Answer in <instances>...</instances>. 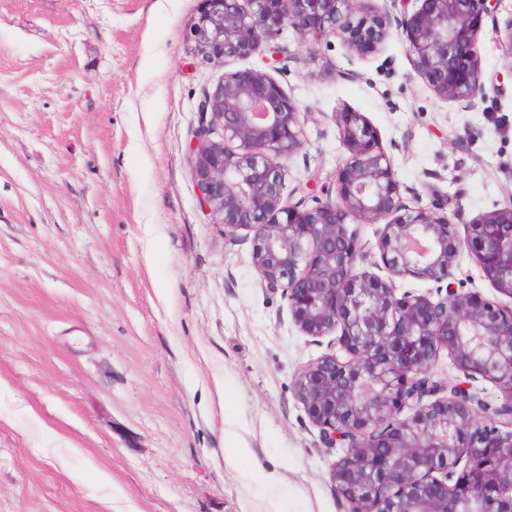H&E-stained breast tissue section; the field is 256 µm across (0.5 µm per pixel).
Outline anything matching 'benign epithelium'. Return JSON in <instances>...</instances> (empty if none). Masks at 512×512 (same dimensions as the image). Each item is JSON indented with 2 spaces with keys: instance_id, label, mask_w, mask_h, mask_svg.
<instances>
[{
  "instance_id": "benign-epithelium-1",
  "label": "benign epithelium",
  "mask_w": 512,
  "mask_h": 512,
  "mask_svg": "<svg viewBox=\"0 0 512 512\" xmlns=\"http://www.w3.org/2000/svg\"><path fill=\"white\" fill-rule=\"evenodd\" d=\"M357 2L201 0L187 54L199 65L273 54L290 29L305 42L338 35L368 55L393 28L436 96L477 109V41L492 0ZM333 120L347 157L325 198L298 186L294 202L285 171L304 147V115L269 73L225 74L190 146L198 200L225 234L252 233L262 287L287 300L303 335L329 339L294 390L324 447L341 449L331 478L348 512H512V202L466 221L430 186V203L410 206L366 117ZM378 223L363 239L360 225ZM463 256L510 302L461 286ZM407 278L437 287H398ZM443 352L453 382L432 375ZM480 378L500 389L499 405L474 388Z\"/></svg>"
}]
</instances>
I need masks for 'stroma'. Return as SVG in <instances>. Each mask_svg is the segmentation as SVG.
<instances>
[{
    "label": "stroma",
    "instance_id": "1",
    "mask_svg": "<svg viewBox=\"0 0 512 512\" xmlns=\"http://www.w3.org/2000/svg\"><path fill=\"white\" fill-rule=\"evenodd\" d=\"M199 0H0V512H345L295 396L325 353L262 288L251 235L201 209L189 143L225 73L262 69L306 112L285 183L327 185L362 113L403 186L465 219L512 203V63L477 44L485 97L436 96L390 33L361 56L284 33L277 60L193 66ZM246 452L224 460V429Z\"/></svg>",
    "mask_w": 512,
    "mask_h": 512
}]
</instances>
